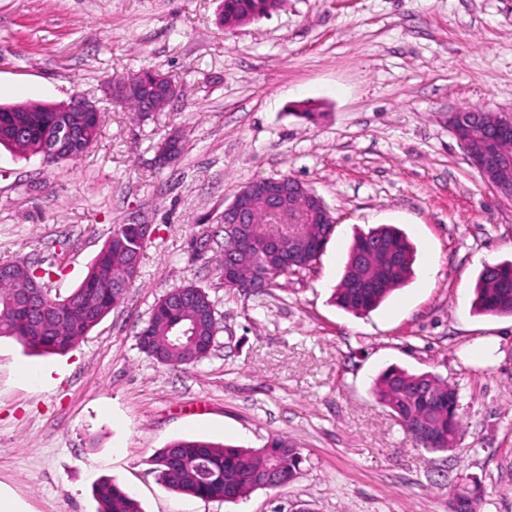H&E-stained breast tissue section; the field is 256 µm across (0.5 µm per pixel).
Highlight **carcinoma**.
<instances>
[{
	"mask_svg": "<svg viewBox=\"0 0 512 512\" xmlns=\"http://www.w3.org/2000/svg\"><path fill=\"white\" fill-rule=\"evenodd\" d=\"M284 0H222L220 23L226 27L246 18L258 19L277 11ZM26 112H0V146L9 151L44 157L55 148L56 132L67 128L79 134L58 158L77 160L100 134L99 119L87 112H55L30 103ZM302 236H280L283 246L295 247L292 264H281L265 251L264 237L224 246L238 255V273L250 278L265 272L270 287L300 275L316 263L319 247L329 240L333 224H311L296 215ZM143 242L136 225L119 224L112 230L82 282L67 293L49 286L51 271L37 275L28 261L0 262V337L15 338L41 354L70 350L124 299L131 277L139 274ZM413 248L389 225L358 235L351 246L343 276L332 298L344 310L363 315L403 286L412 274ZM44 288H32L33 281ZM474 309L486 315H512V261L488 264L474 288ZM217 333L212 300L205 289L185 285L159 298L138 333L140 350L162 365L182 367L205 359ZM378 400L397 417L404 430L446 435L461 427L458 394L448 382L429 372L411 373L392 367L375 384ZM260 448H240L205 439L177 440L154 459L158 480L166 488L203 500L234 502L257 489L268 460L277 459L278 487L294 482L303 463L301 452L285 436H273ZM98 512H141L136 498L119 484L102 481L94 488Z\"/></svg>",
	"mask_w": 512,
	"mask_h": 512,
	"instance_id": "carcinoma-1",
	"label": "carcinoma"
}]
</instances>
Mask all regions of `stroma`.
<instances>
[{
  "label": "stroma",
  "mask_w": 512,
  "mask_h": 512,
  "mask_svg": "<svg viewBox=\"0 0 512 512\" xmlns=\"http://www.w3.org/2000/svg\"><path fill=\"white\" fill-rule=\"evenodd\" d=\"M221 0H0V105L97 102L78 161L0 148V261L53 267L76 288L112 229L148 224L125 301L63 354L0 337V495L16 512H97L119 483L143 512H512V316L473 313L484 265L512 260V201L469 164L451 111L512 113V0H285L227 29ZM182 95L160 112L107 99L140 71ZM315 120H306V113ZM181 156L153 164L168 134ZM298 178L336 228L316 264L259 294L227 290L224 207L261 177ZM402 230L414 276L356 316L331 295L359 233ZM193 284L214 303L210 355L172 368L143 353L154 303ZM390 366L458 393L456 447L414 444L373 393ZM287 435L298 479L233 503L162 486L177 439L243 448Z\"/></svg>",
  "instance_id": "obj_1"
}]
</instances>
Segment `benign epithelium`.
Masks as SVG:
<instances>
[{"mask_svg":"<svg viewBox=\"0 0 512 512\" xmlns=\"http://www.w3.org/2000/svg\"><path fill=\"white\" fill-rule=\"evenodd\" d=\"M143 103L144 111L158 112L177 97L170 81L155 74L150 81L134 80L127 85ZM61 112H90L101 115L97 104L83 97H75L59 108ZM448 128L465 151L473 168L484 182L491 185L499 196L512 200V154L501 152L500 145L512 143V113H493L489 120L484 113L455 110L448 113ZM181 141L170 136L157 146L156 163L166 166L175 161ZM239 202L224 214V239L244 238L246 231L258 223L257 215L264 211L275 216L280 223L292 222L291 209L298 207L316 216L322 224H333L335 219L324 200L304 183L290 177L270 178L258 188H244ZM265 276L238 281L240 291L259 292L269 287Z\"/></svg>","mask_w":512,"mask_h":512,"instance_id":"benign-epithelium-1","label":"benign epithelium"}]
</instances>
